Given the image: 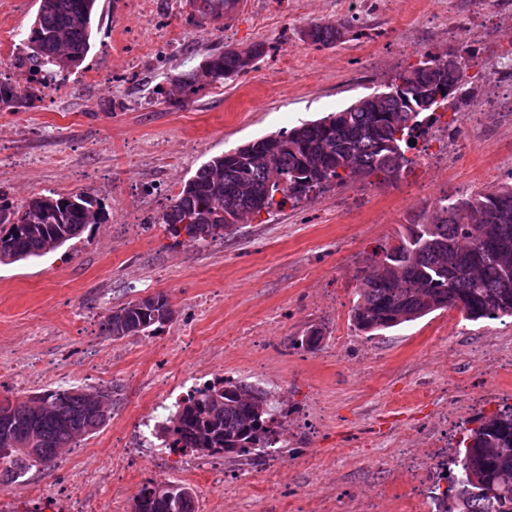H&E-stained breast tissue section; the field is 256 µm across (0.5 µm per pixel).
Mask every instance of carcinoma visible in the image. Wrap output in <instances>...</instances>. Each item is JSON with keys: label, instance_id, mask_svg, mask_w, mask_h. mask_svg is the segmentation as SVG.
Segmentation results:
<instances>
[{"label": "carcinoma", "instance_id": "carcinoma-1", "mask_svg": "<svg viewBox=\"0 0 512 512\" xmlns=\"http://www.w3.org/2000/svg\"><path fill=\"white\" fill-rule=\"evenodd\" d=\"M97 0H39L24 39L21 77L0 79V109L19 111L42 100L43 88L68 74L87 56ZM341 21L312 24L303 42L329 47L345 40ZM255 56L224 52L205 57L211 83L222 84L255 68ZM176 92L158 87L165 99L196 94L197 71L172 80ZM459 80L441 57L423 53L381 91L355 100L321 119L307 121L216 155L191 176L163 214L174 243L206 242L254 215L294 205L329 185L375 178L398 180L412 163L407 153L456 97ZM100 202L81 192L33 197L15 205L0 194V264L41 257L80 238L87 211ZM364 286L352 308L355 328L367 336L413 323L436 311H458L465 320L512 318V185L462 195L414 215L394 242L373 254L362 270ZM171 306L164 293L109 310L101 332L113 338L154 336ZM104 390L54 388L25 401L0 399V488L48 466L59 449L96 433L110 420L100 407ZM463 433L450 459L446 486H434V512H512V406ZM282 424L266 390L244 381L203 384L169 408L153 437L172 453H196L262 461L278 442ZM188 485L164 489L149 483L133 499V512H194Z\"/></svg>", "mask_w": 512, "mask_h": 512}]
</instances>
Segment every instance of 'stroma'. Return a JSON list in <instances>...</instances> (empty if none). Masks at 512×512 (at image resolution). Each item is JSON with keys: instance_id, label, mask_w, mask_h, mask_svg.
Wrapping results in <instances>:
<instances>
[{"instance_id": "35a3bbf8", "label": "stroma", "mask_w": 512, "mask_h": 512, "mask_svg": "<svg viewBox=\"0 0 512 512\" xmlns=\"http://www.w3.org/2000/svg\"><path fill=\"white\" fill-rule=\"evenodd\" d=\"M232 16L202 13L198 0H100L92 47L77 69L48 89L33 109L0 110V194L20 205L32 197L84 192L107 220L42 257L0 265V367L36 364L37 391L80 385L108 390L109 422L81 439L67 461L32 470L11 488L20 512H49L45 491L72 477L85 481L90 512H132L143 484H186L195 512H360L410 504L408 476L388 464L405 433L424 439L447 431L456 446L463 428L512 402V320H463L434 312L380 336L358 332L351 309L366 259L390 242L400 222L431 211L460 185L512 183V127L496 117L462 128L467 149L448 176L424 191L405 180L332 185L296 206L274 209L204 244L174 245L161 216L171 193L211 157L256 138L290 130L380 89L367 59L387 74L429 51L458 50L438 40L457 0H390L358 15L341 0H242ZM37 0H0V73L16 57ZM348 22L353 34L332 48L301 41L317 23ZM424 31L405 45L403 31ZM262 42L266 57L233 80L204 86L176 106L156 95L209 54ZM389 205L387 224L347 221L349 209ZM165 292L177 317L159 335L112 339L100 332L108 309ZM322 328L317 349L297 345ZM111 373L98 379L94 366ZM224 375L264 387L286 428L280 463L225 462L224 479L189 475L165 449L136 456L110 490L90 481L95 463L135 438L146 404L166 410L163 380L183 389L215 365ZM461 425H445L453 407Z\"/></svg>"}]
</instances>
